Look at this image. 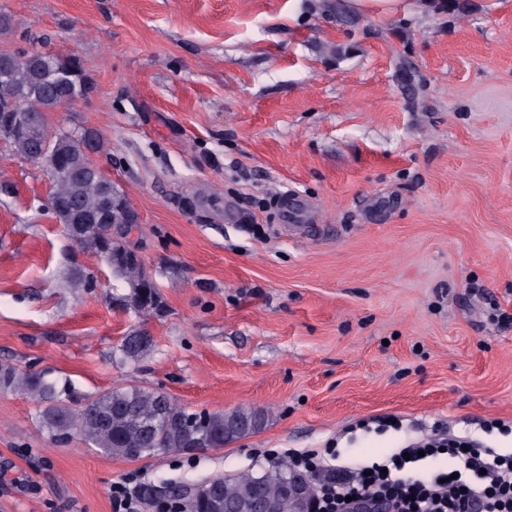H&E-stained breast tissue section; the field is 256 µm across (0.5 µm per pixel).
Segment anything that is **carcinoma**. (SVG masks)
Returning a JSON list of instances; mask_svg holds the SVG:
<instances>
[{"label":"carcinoma","instance_id":"1","mask_svg":"<svg viewBox=\"0 0 512 512\" xmlns=\"http://www.w3.org/2000/svg\"><path fill=\"white\" fill-rule=\"evenodd\" d=\"M91 82L74 65L71 56L41 50H20L17 63L0 70V123L13 113L12 107L25 97L29 107L45 116L56 111L62 100L86 99ZM54 141L43 148L25 132L9 133L6 143L12 155L29 161L39 157L51 182L50 206L62 231L77 251L109 255L112 273V302L116 307L146 318L163 311V301L153 272L143 260L128 259L126 244L112 235L106 224L74 225L58 206H73L87 217L97 216L110 198L121 202L123 212H135L128 196L119 190L90 159L101 147V134L90 128L78 130L57 127ZM95 277L82 268L70 273L75 288L94 287ZM154 343L141 327L129 329L116 346L120 363H138L148 357ZM0 390L20 391L37 404L36 421L55 442L67 443L78 435L86 444L114 458L150 456L158 452L178 453L194 448L224 447L261 428L265 414L258 410L230 412L190 411L166 393L141 386H120L95 396L83 397L69 385H59L42 372L20 373L9 363L0 362ZM302 471L289 462L257 472L219 476L198 483H184L185 495L174 486L156 490L144 482L136 487L138 498L152 505L162 500L179 502L182 512H224V499L247 503L256 490L274 500L279 512H297L294 501L281 493L283 483Z\"/></svg>","mask_w":512,"mask_h":512}]
</instances>
